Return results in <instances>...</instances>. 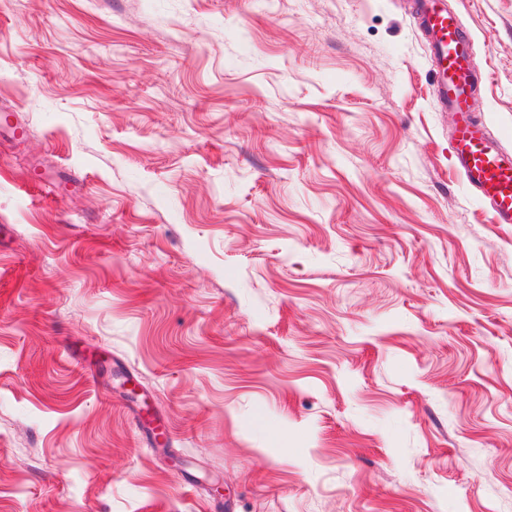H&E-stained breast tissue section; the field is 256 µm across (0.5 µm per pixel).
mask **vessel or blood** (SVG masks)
<instances>
[{
	"label": "vessel or blood",
	"mask_w": 512,
	"mask_h": 512,
	"mask_svg": "<svg viewBox=\"0 0 512 512\" xmlns=\"http://www.w3.org/2000/svg\"><path fill=\"white\" fill-rule=\"evenodd\" d=\"M416 13L437 61V95L453 112L451 149L471 189L491 207L496 223L512 224V152L478 120L471 102L477 84L469 41L444 0H416Z\"/></svg>",
	"instance_id": "obj_1"
}]
</instances>
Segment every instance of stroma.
Instances as JSON below:
<instances>
[{
	"label": "stroma",
	"mask_w": 512,
	"mask_h": 512,
	"mask_svg": "<svg viewBox=\"0 0 512 512\" xmlns=\"http://www.w3.org/2000/svg\"><path fill=\"white\" fill-rule=\"evenodd\" d=\"M447 4L512 149V0ZM433 68L412 0H0V512H512Z\"/></svg>",
	"instance_id": "obj_1"
}]
</instances>
